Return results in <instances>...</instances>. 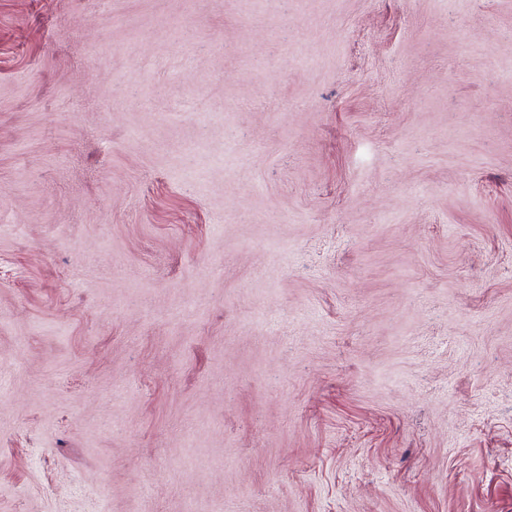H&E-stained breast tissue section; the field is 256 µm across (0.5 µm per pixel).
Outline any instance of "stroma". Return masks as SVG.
<instances>
[{
    "instance_id": "obj_1",
    "label": "stroma",
    "mask_w": 512,
    "mask_h": 512,
    "mask_svg": "<svg viewBox=\"0 0 512 512\" xmlns=\"http://www.w3.org/2000/svg\"><path fill=\"white\" fill-rule=\"evenodd\" d=\"M0 512H512V0H0Z\"/></svg>"
}]
</instances>
